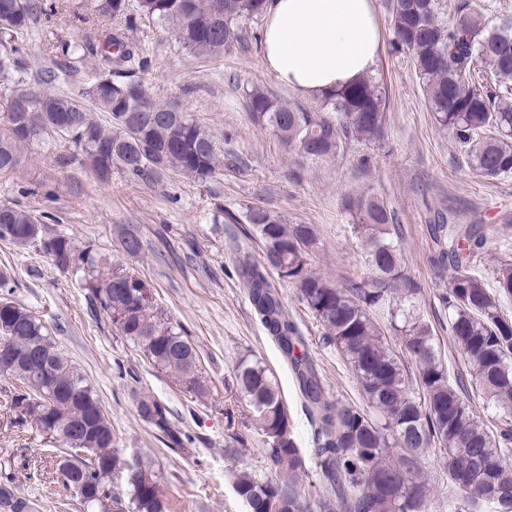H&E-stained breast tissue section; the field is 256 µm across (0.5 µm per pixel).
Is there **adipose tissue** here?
Masks as SVG:
<instances>
[{
  "mask_svg": "<svg viewBox=\"0 0 512 512\" xmlns=\"http://www.w3.org/2000/svg\"><path fill=\"white\" fill-rule=\"evenodd\" d=\"M375 0H266L261 66L305 98L322 99L374 72Z\"/></svg>",
  "mask_w": 512,
  "mask_h": 512,
  "instance_id": "ef3b65f1",
  "label": "adipose tissue"
}]
</instances>
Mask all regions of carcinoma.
Here are the masks:
<instances>
[{"label": "carcinoma", "instance_id": "1", "mask_svg": "<svg viewBox=\"0 0 512 512\" xmlns=\"http://www.w3.org/2000/svg\"><path fill=\"white\" fill-rule=\"evenodd\" d=\"M265 0H139V9L175 31L183 48L197 57L224 54L243 43L242 22L262 16ZM439 0H391L395 48L416 70L428 109L448 130L467 167L488 179L512 176V104L501 94L512 85V17L496 27L485 22L484 7L463 0L451 20L437 19ZM54 0H0V175L19 171L33 119L68 137L81 151V166L100 179L123 171L147 180L171 170L197 182L210 180L224 162V150L205 126L184 112L156 101L138 73L146 67L140 43L128 36L132 18L127 0H79L74 15L85 26L77 40L44 36L40 50L48 62L36 84L14 77L28 64V45L19 36L53 16ZM94 59L95 80L78 97L52 90L58 71ZM253 120L271 130L301 159L334 157L354 142L385 144L386 89L373 78L324 99L312 112L277 99L264 89L245 90ZM108 114L102 124L94 113ZM343 210L361 242L373 277L338 285L314 271L310 256L318 238L310 224H290L273 211L251 209L244 239L260 241L262 260L235 242L236 272L255 318L289 365L302 405L314 426L313 449L323 494L319 512H428L431 485L425 475L432 450L457 494L458 512H512V317L503 302L512 300V263L498 266L487 287L474 271L472 256L487 238L476 224L453 223L454 212H440L434 238L438 263L448 266L450 339L469 377L450 374L433 327L415 314L421 288L402 271L392 242L394 213L379 197L350 193ZM20 201L0 204V239L35 248L66 271L81 273L90 313L107 318L114 331L137 345L150 365L164 372L197 401L210 395L199 355L180 326L153 310L146 284L97 257L94 244L79 246L63 232L46 227ZM118 245L132 256L144 251L131 224L115 226ZM275 271L293 284L323 329L326 343L348 363L362 391L363 404L330 395L323 377L284 304ZM13 288L0 270V336L9 355L0 356V375L15 381L4 392L17 424H30L54 440L57 468L72 474L71 490L91 512H108L104 500L86 493L88 482L108 483L125 460L96 464L69 453L73 432L87 426L86 448H110L112 423L82 372L59 349L46 326L10 298ZM389 309L390 328L415 364L409 375L390 348L374 313ZM231 387L249 408V430L261 438L271 477L234 474V490L249 512H311L301 492L308 457L293 435V423L273 372L259 359L235 363ZM502 411L486 422L469 391ZM137 415L172 451L193 443L170 418L168 406L149 392L136 395ZM126 482L130 512H164V492L153 463L136 458ZM0 512H37V504L16 484L0 482Z\"/></svg>", "mask_w": 512, "mask_h": 512}]
</instances>
